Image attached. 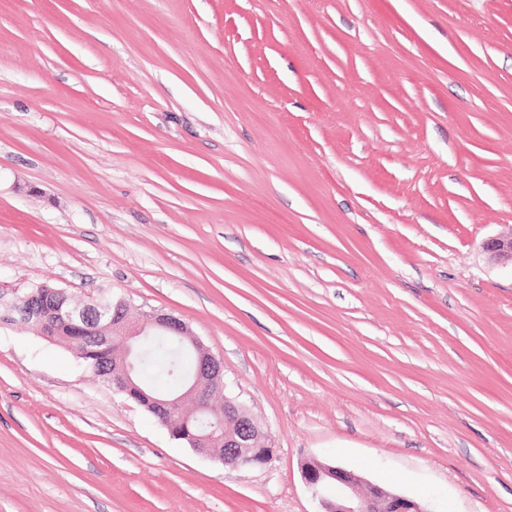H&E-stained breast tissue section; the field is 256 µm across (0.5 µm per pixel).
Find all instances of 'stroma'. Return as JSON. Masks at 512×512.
Segmentation results:
<instances>
[{
	"instance_id": "1",
	"label": "stroma",
	"mask_w": 512,
	"mask_h": 512,
	"mask_svg": "<svg viewBox=\"0 0 512 512\" xmlns=\"http://www.w3.org/2000/svg\"><path fill=\"white\" fill-rule=\"evenodd\" d=\"M510 230L512 0H0V288L180 317L276 448L0 324V512H512ZM484 249L493 261L501 264L510 262L512 265V230L510 234L500 235L486 241ZM301 472L318 512H426L418 502L343 467L312 460L302 464Z\"/></svg>"
}]
</instances>
